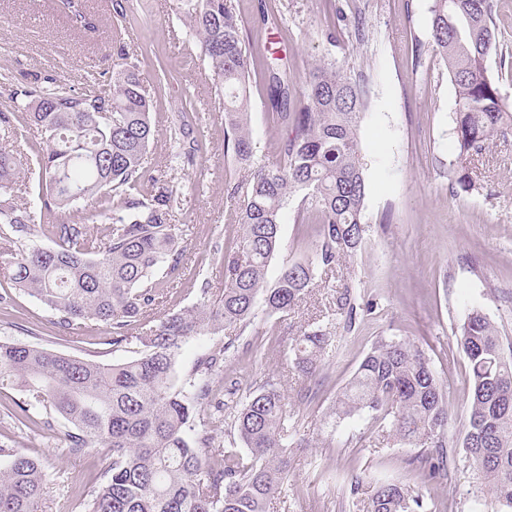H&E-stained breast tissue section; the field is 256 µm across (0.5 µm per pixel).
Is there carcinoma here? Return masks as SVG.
<instances>
[{
  "label": "carcinoma",
  "mask_w": 512,
  "mask_h": 512,
  "mask_svg": "<svg viewBox=\"0 0 512 512\" xmlns=\"http://www.w3.org/2000/svg\"><path fill=\"white\" fill-rule=\"evenodd\" d=\"M58 9L75 25L91 24L90 0H59ZM435 52L448 68L456 95L454 134L458 147L453 174L462 187L475 184L467 161L481 153L512 122L488 58L500 51L492 0H434L431 9ZM193 34L211 71L224 89L227 146L241 165L251 164L250 75L267 74L272 121L285 131L278 158L259 167L234 187L244 194L235 246L221 254L224 290L215 294L201 280L197 302L176 312L157 313L169 281L183 271L176 225L170 222L172 189L165 176L145 165L154 135L153 102L138 67L126 62L112 69L107 89L75 92L48 87L36 78L10 101L24 97L22 109L43 133L38 163L45 181L42 208L52 212L78 200L98 198L96 213L107 225L104 238L87 234L83 224L52 225L56 247H23L35 224L31 204H19L22 151L0 146V254L10 257L12 291L38 299L72 330L83 323L104 325L112 344L142 327L138 356L105 365L43 347L0 342V379L25 388L11 418L30 427L50 424L34 417L36 407L67 425L69 452L109 448L112 456L80 493L82 512H269L288 484L286 448L300 444L288 429L294 405L275 383L248 389L236 400L213 405L214 384L224 378V342L197 358L181 385L173 381L177 356L190 340L218 336L227 327L244 330L258 301L270 313L299 306L312 286L314 269H331L352 257L364 242L361 216L366 181L359 127L367 108L363 89L319 62L302 93L286 69L262 62L250 47L248 22L224 0H195L189 12ZM192 101L172 121L174 169L194 164L200 130L190 115ZM16 115L0 111V139L17 136ZM302 195L296 222L311 213L318 241L312 259L285 266L273 284L266 269L281 243V215L288 201ZM120 204L112 205V197ZM165 279L154 280L159 265ZM361 292L345 285L334 316L351 329ZM332 320L306 323L290 338L292 369L310 380L328 346ZM472 381L463 447L481 470L495 499L512 510V350L503 347L490 318L471 311L456 334ZM382 425V437L426 456L446 458L445 429L450 419L443 386L415 344L379 337L352 379L336 396L331 418L337 423L364 412ZM247 448L224 447L217 431L225 419ZM0 469V512H42L46 474L40 463L14 448ZM420 493L382 482L367 512H428Z\"/></svg>",
  "instance_id": "obj_1"
}]
</instances>
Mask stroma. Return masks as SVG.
<instances>
[{
	"label": "stroma",
	"mask_w": 512,
	"mask_h": 512,
	"mask_svg": "<svg viewBox=\"0 0 512 512\" xmlns=\"http://www.w3.org/2000/svg\"><path fill=\"white\" fill-rule=\"evenodd\" d=\"M126 17L116 16L112 0H96L98 10L88 28L73 27L57 0H0V109L11 88L49 77L80 92L107 84L121 54L135 58L154 106V138L147 150L149 167L169 170L173 143L170 126L184 100L198 105L203 145L193 167L173 173L172 222L184 251L185 274L175 281L164 307L177 311L197 300L200 276L222 290L216 247H233L237 216L244 197L232 193L244 170L224 148V95L189 32L182 0H129ZM243 18L266 5L277 26L251 29L255 55L288 66L297 86L311 67L334 63L359 82L368 97L360 127L367 193L362 212L365 246L329 271H317L312 291L295 311L268 313L257 307L245 330L225 329L229 348L224 373L244 385L284 380L297 404L296 422L310 447L288 451L290 481L273 512H366L379 479H390L432 497L434 512H499L488 484L461 441L471 396L469 367L457 346L455 331L469 312L486 313L504 343H512V128L470 160L478 183L464 191L451 173L456 159L453 118L455 93L448 69L433 51V0H227ZM494 17L508 49L491 57L490 74L498 76L512 100V0H493ZM254 165L275 162L282 131L274 128L267 88L261 75L251 87ZM300 204L284 208L281 247L271 259L267 281L281 269L312 253L314 223H296ZM95 205L56 210L36 224L30 244L51 248V225L85 218L90 235L103 237L94 218ZM364 289L377 303L358 311L352 331L331 330L329 346L314 384L289 369L288 340L307 320L322 319L333 309L347 283ZM380 336L404 339L421 348L444 386L452 418L448 424L450 455L446 474L429 478V464L417 448L382 442L370 416L338 427L328 425L337 394ZM0 341L34 344L103 364L137 355L136 339L112 342L103 325L90 322L61 329L54 313L34 297L17 294L0 304ZM310 398L300 399L305 387ZM27 394L0 382V446L26 449L49 477L43 512H71L84 483L106 454L90 448L70 455L63 440L65 424L52 417L49 427L28 430L9 417ZM358 492H351V485Z\"/></svg>",
	"instance_id": "1"
}]
</instances>
